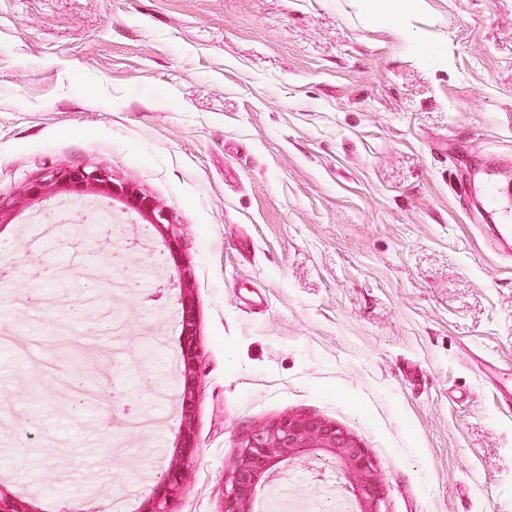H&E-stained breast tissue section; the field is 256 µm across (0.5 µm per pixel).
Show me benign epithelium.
Returning a JSON list of instances; mask_svg holds the SVG:
<instances>
[{"instance_id":"obj_1","label":"benign epithelium","mask_w":512,"mask_h":512,"mask_svg":"<svg viewBox=\"0 0 512 512\" xmlns=\"http://www.w3.org/2000/svg\"><path fill=\"white\" fill-rule=\"evenodd\" d=\"M65 186L71 191L106 190L126 199L133 210L149 215V223L164 227L169 223L165 212L156 209L134 188L112 183L105 172L85 167L49 172L42 181L27 188V195H42L51 186ZM181 391L179 403L184 418L179 453L156 484L145 512H169L170 501L179 493L185 478V463L195 452L192 411L196 403L197 368L200 347L196 335L195 305L190 294L181 301ZM321 452L339 460L346 475L356 482L361 512H387L385 489L374 475V464L365 449L344 430L324 420L288 415L252 432L241 443L224 480L223 512H251L250 505L262 478L273 468L295 456ZM8 503V512H33L30 502L0 487V504Z\"/></svg>"}]
</instances>
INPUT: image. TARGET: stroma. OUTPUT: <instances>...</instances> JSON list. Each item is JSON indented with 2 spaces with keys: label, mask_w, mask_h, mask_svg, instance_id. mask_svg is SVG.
Returning a JSON list of instances; mask_svg holds the SVG:
<instances>
[{
  "label": "stroma",
  "mask_w": 512,
  "mask_h": 512,
  "mask_svg": "<svg viewBox=\"0 0 512 512\" xmlns=\"http://www.w3.org/2000/svg\"><path fill=\"white\" fill-rule=\"evenodd\" d=\"M512 162V0H0V317L62 260L16 228L47 212L48 170H104L170 224L111 200L95 254L128 295L108 352L116 412L162 416L144 437L60 401L93 385L79 337L65 373L0 353V401L32 446L0 479L36 512H112L182 415L162 314L190 289L201 357L196 452L172 512H222L247 433L288 415L336 424L372 459L388 512H512V255L462 196ZM179 242L169 253L167 238ZM79 470L61 485L48 469ZM333 484H325V476ZM356 495L328 456L280 466L277 491Z\"/></svg>",
  "instance_id": "stroma-1"
}]
</instances>
